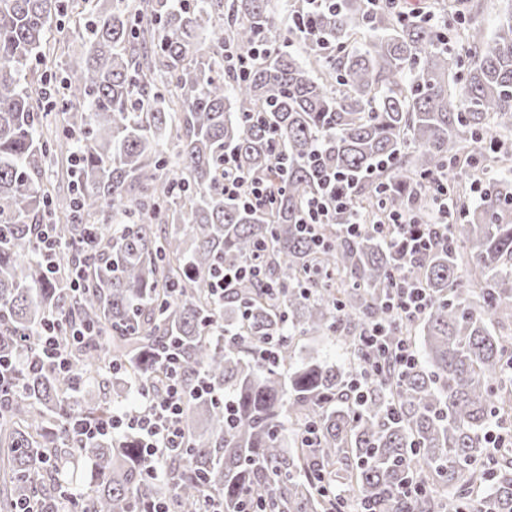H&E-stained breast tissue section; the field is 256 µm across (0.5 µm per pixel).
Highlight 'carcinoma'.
Wrapping results in <instances>:
<instances>
[{
    "mask_svg": "<svg viewBox=\"0 0 512 512\" xmlns=\"http://www.w3.org/2000/svg\"><path fill=\"white\" fill-rule=\"evenodd\" d=\"M456 8L439 0L435 23L395 0H292L299 55L280 43L272 0H0V356L23 360L0 409V512L37 495L55 512L84 459L97 482L79 512H144L158 498L174 512L207 500L224 512H342L349 500L360 512H472L476 486L480 512H512V448L487 437L512 390V336L488 325L512 317V3L488 36L482 0H466L463 57L448 50ZM58 17L81 31L83 57L49 93L32 65L47 62ZM226 152L275 204L224 195ZM63 153L73 188L59 198L46 168ZM444 171L459 202L446 227L430 214L429 178ZM471 171L497 175L473 205ZM331 172L352 207L310 228L308 201ZM50 212L60 242L95 238L77 291L69 268L43 265ZM390 213L414 217L434 245L404 252L375 229ZM355 215L363 228L349 236ZM253 261L277 292L241 280L215 306L211 271ZM400 277L431 298L412 321L391 309ZM221 312L226 338L214 335ZM54 316L107 333L60 337L67 373L29 367ZM377 323L421 340L422 359L382 363L358 402L349 381ZM295 335L343 336L352 359L295 363ZM270 336L281 344L265 362ZM170 354L188 390L201 376L228 387L231 410L190 396L168 496L134 436L78 446L66 422L109 420L123 383L158 388ZM106 378L107 396L74 393Z\"/></svg>",
    "mask_w": 512,
    "mask_h": 512,
    "instance_id": "cac0c4a2",
    "label": "carcinoma"
}]
</instances>
